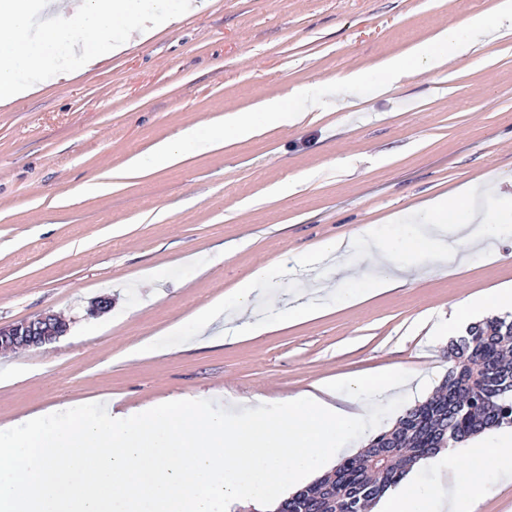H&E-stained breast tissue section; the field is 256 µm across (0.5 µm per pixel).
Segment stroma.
<instances>
[{
    "label": "stroma",
    "instance_id": "stroma-1",
    "mask_svg": "<svg viewBox=\"0 0 512 512\" xmlns=\"http://www.w3.org/2000/svg\"><path fill=\"white\" fill-rule=\"evenodd\" d=\"M496 0H211L200 11L71 81L0 107V324L42 313L69 323L56 342L0 355L27 364L0 383V430L51 407L111 395L113 411L260 395L278 402L331 377L390 366L442 381L448 343L431 336L456 301L512 284V243L448 275L420 272L361 299L371 258L343 257L353 277L317 275L301 258L328 238L373 225L482 178H512V32L479 39L445 69L382 86L376 65L435 32L491 11ZM369 79L339 93L349 70ZM294 86L322 101L296 127L192 154L143 176L128 160L184 127ZM109 176L103 194L83 183ZM284 273L214 343L126 358L143 339L227 295L257 266ZM326 290L325 314L278 321L300 288ZM109 308L91 314L99 300Z\"/></svg>",
    "mask_w": 512,
    "mask_h": 512
}]
</instances>
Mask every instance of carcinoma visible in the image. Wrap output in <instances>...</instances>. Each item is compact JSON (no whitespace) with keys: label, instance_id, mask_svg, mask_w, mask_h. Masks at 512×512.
I'll use <instances>...</instances> for the list:
<instances>
[{"label":"carcinoma","instance_id":"1","mask_svg":"<svg viewBox=\"0 0 512 512\" xmlns=\"http://www.w3.org/2000/svg\"><path fill=\"white\" fill-rule=\"evenodd\" d=\"M451 366L438 391L409 408L335 470L271 512H357L397 487L408 466L440 448L512 425V315L478 322L448 345Z\"/></svg>","mask_w":512,"mask_h":512}]
</instances>
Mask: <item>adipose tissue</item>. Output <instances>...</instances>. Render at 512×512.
<instances>
[{
  "mask_svg": "<svg viewBox=\"0 0 512 512\" xmlns=\"http://www.w3.org/2000/svg\"><path fill=\"white\" fill-rule=\"evenodd\" d=\"M141 2L73 0L70 7L59 8L54 0H0V102L6 104L33 95L47 75L64 79V72L51 69L58 46L73 50L81 66L88 67L126 51L128 34H136L144 41L176 23V16L168 13L145 19ZM116 26L126 30V38L114 37L112 29ZM511 29L512 0H498L492 12L472 15L465 29L439 31L405 54L381 60L377 71L391 85L421 69L444 66L462 44V31ZM304 95V90L294 87L263 99L252 111L225 113L216 125L188 126L176 138L159 142L148 152L133 157L127 170L145 174L178 163L193 152H207L233 141L247 140L267 128L298 124L305 113L297 101ZM481 189V184H466L423 199L416 210L426 216V223L404 225L394 241L382 237L374 226L360 227L358 240L375 261L370 288L384 291L397 285V278L389 271L396 254L429 255L438 268L452 274L487 246L500 241L506 227L512 226V212L499 222L475 212L471 201ZM278 275V262L258 266L234 287L232 306L247 307L263 298ZM509 312L512 313L510 286L494 289L480 298L467 297L453 304L447 320L440 325V333L452 337L485 316ZM495 473L512 474V427H501L491 440L481 436L471 440L462 462L450 469L446 497H439L434 489L408 482L386 500L382 512H472L473 503L484 495Z\"/></svg>",
  "mask_w": 512,
  "mask_h": 512,
  "instance_id": "obj_1",
  "label": "adipose tissue"
}]
</instances>
